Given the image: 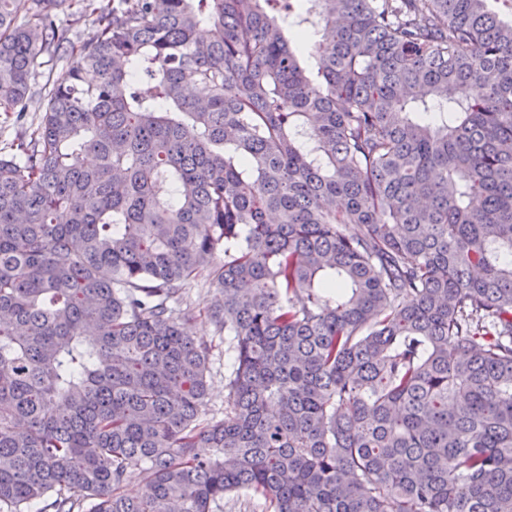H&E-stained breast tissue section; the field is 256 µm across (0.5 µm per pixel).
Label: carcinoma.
<instances>
[{"label":"carcinoma","mask_w":512,"mask_h":512,"mask_svg":"<svg viewBox=\"0 0 512 512\" xmlns=\"http://www.w3.org/2000/svg\"><path fill=\"white\" fill-rule=\"evenodd\" d=\"M71 2L0 0V108L40 113L0 155V502L512 512V20L87 0L76 47ZM200 278L237 353L205 424ZM72 1L71 9L58 16L57 24L68 29L67 36L78 47L94 34L96 16L89 15V11L85 12V4L82 3V0ZM213 512H263L258 508L257 497L252 492L239 491L224 496V502L213 508Z\"/></svg>","instance_id":"1"}]
</instances>
